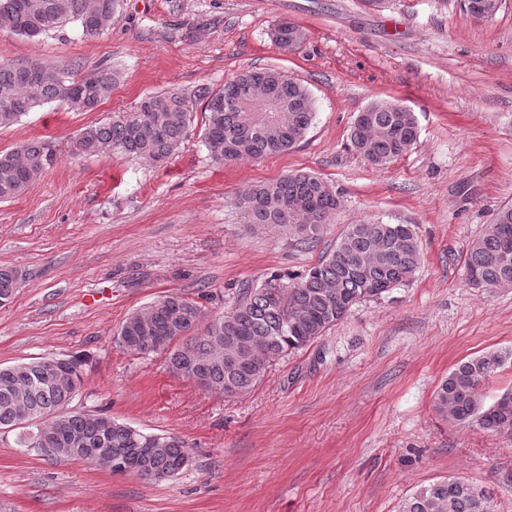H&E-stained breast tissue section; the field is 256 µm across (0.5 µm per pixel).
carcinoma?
Returning <instances> with one entry per match:
<instances>
[{"instance_id": "1", "label": "carcinoma", "mask_w": 512, "mask_h": 512, "mask_svg": "<svg viewBox=\"0 0 512 512\" xmlns=\"http://www.w3.org/2000/svg\"><path fill=\"white\" fill-rule=\"evenodd\" d=\"M118 0H0V20L10 31L39 37L69 23L86 36L97 32L85 22L114 14ZM273 42L288 49L304 32L284 21ZM118 72L101 66L81 74L74 66L47 67L39 62L0 61V128L24 114L60 102L77 112L93 110L107 98ZM203 104L204 139L217 163L260 158L293 149L313 120L312 95L303 83L277 68L242 72L213 91L206 86L188 94L167 90L144 98L129 112H117L104 123H90L72 141L77 155L119 150L162 163L175 155L188 136L194 107ZM351 129L354 150L375 166H386L415 143L414 113L393 100H377L363 111ZM55 159L50 141L24 142L0 151V201L14 199L37 181ZM249 223L280 227L306 249L315 246L327 219L340 205L339 197L321 177L310 172L288 173L259 182L234 198ZM512 206L493 215L466 249V281L473 288L512 287ZM422 260L413 224H348L332 247L305 274L272 276L259 285H245L234 306L204 329L198 302L170 293L132 313L117 340L140 337L129 353L165 354L168 368L184 378L227 395H244L260 383L272 362L303 349L341 322L352 306L378 300L406 285ZM25 280L20 270L0 266V307L10 304ZM512 352L484 353L461 361L444 378L435 394V411L449 423L477 426L512 435V392L492 404L479 388ZM82 362L72 356L33 358L0 367V429H15L25 415L29 425L17 440L25 446L27 431L39 437L46 454L101 464L121 472L122 460L151 440L148 467L156 480H170L190 455L187 443L174 434H151L105 414L68 409L81 388ZM398 512H493L491 498L466 480L450 477L422 486L403 500Z\"/></svg>"}]
</instances>
